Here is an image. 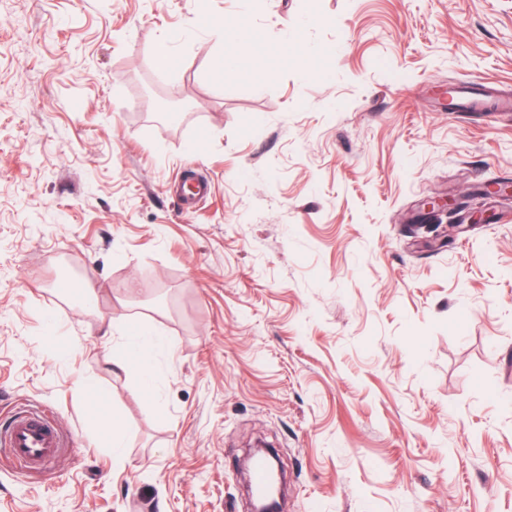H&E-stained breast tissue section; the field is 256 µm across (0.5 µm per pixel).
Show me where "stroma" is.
<instances>
[{"instance_id": "1", "label": "stroma", "mask_w": 512, "mask_h": 512, "mask_svg": "<svg viewBox=\"0 0 512 512\" xmlns=\"http://www.w3.org/2000/svg\"><path fill=\"white\" fill-rule=\"evenodd\" d=\"M460 80L512 90V0H0V422L68 439L0 463V512H247L260 438L288 512H512V195L416 226L512 180V116L449 112ZM127 323L166 340L156 392L112 371ZM62 436L41 410L22 409L0 424V460L37 470L58 457ZM116 422V418L112 417V426L111 419L105 418L102 420V426L106 430V439H105V447L112 448V465L120 470H125L127 467V459L123 454V435L122 432L118 431L114 424Z\"/></svg>"}]
</instances>
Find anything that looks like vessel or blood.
Segmentation results:
<instances>
[{"instance_id":"1","label":"vessel or blood","mask_w":512,"mask_h":512,"mask_svg":"<svg viewBox=\"0 0 512 512\" xmlns=\"http://www.w3.org/2000/svg\"><path fill=\"white\" fill-rule=\"evenodd\" d=\"M452 112H512V97L500 90L463 82L448 96ZM64 442L45 412L24 409L0 424V460L37 470L58 457Z\"/></svg>"}]
</instances>
